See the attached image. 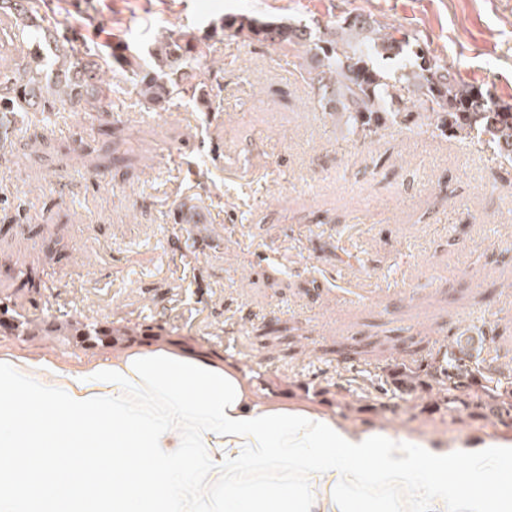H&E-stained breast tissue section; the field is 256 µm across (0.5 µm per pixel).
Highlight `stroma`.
Returning a JSON list of instances; mask_svg holds the SVG:
<instances>
[{"label": "stroma", "instance_id": "obj_1", "mask_svg": "<svg viewBox=\"0 0 512 512\" xmlns=\"http://www.w3.org/2000/svg\"><path fill=\"white\" fill-rule=\"evenodd\" d=\"M358 12L512 103V0H46L45 21L74 28L79 50L143 54L179 29L210 38L224 77L164 111L117 88L107 132L21 111L0 145V311L46 330L0 347L78 361L179 342L232 360L260 397L356 424L453 441L505 432L477 410L450 418L436 390L400 395L394 373L453 333L512 328V166L477 141L396 127L353 142L291 55L221 31L227 14L332 26ZM211 142L240 168L208 156ZM178 205L191 229L171 223ZM76 320L107 334L49 331Z\"/></svg>", "mask_w": 512, "mask_h": 512}]
</instances>
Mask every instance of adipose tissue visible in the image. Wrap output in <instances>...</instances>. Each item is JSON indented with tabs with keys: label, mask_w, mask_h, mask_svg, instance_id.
<instances>
[{
	"label": "adipose tissue",
	"mask_w": 512,
	"mask_h": 512,
	"mask_svg": "<svg viewBox=\"0 0 512 512\" xmlns=\"http://www.w3.org/2000/svg\"><path fill=\"white\" fill-rule=\"evenodd\" d=\"M509 459L510 433L434 442L259 400L204 352L0 350V512H512Z\"/></svg>",
	"instance_id": "ef3b65f1"
}]
</instances>
